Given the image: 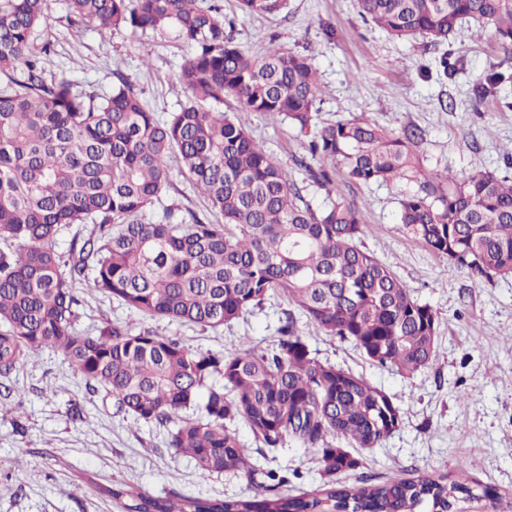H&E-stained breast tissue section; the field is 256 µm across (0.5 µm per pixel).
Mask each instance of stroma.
<instances>
[{
    "instance_id": "35a3bbf8",
    "label": "stroma",
    "mask_w": 512,
    "mask_h": 512,
    "mask_svg": "<svg viewBox=\"0 0 512 512\" xmlns=\"http://www.w3.org/2000/svg\"><path fill=\"white\" fill-rule=\"evenodd\" d=\"M222 4L234 22V40L246 53L258 55L274 45L311 56L323 87L320 121L364 117L396 133L415 126L423 132L419 151L425 168H479L512 178V159L497 150L512 143V87L493 95L479 92L490 70L512 67V50L491 36L454 45L458 71L448 78L438 67L444 46L417 48L391 37L363 20L357 0H288L284 12L259 18L240 17L236 0ZM46 12L52 43L46 70H67L100 94L124 75L160 118L186 103L180 72L192 50L174 33L120 28L103 38L72 20L66 0H47ZM223 109L236 113L267 152L289 167L314 207L339 197L357 205L367 221L364 248L439 316V359L411 377L373 364L351 343L299 320L300 334L321 362L363 376L403 412L400 429L364 453L346 481L408 477L417 469L439 476L462 465L469 478L496 486L501 495L469 503L467 512H512V276L488 278L459 269L416 246L400 222L399 202L417 183L363 184L339 172L329 187H321L295 166L304 150L288 123L241 110L229 97ZM167 206L178 219L191 212L206 222L213 218L175 166L160 203L146 210V221L158 220ZM75 288L77 330L119 320L193 350H229L243 339L259 350L273 348L290 309L287 298L273 292L260 308L212 330L146 318L85 280ZM5 384L17 407L0 417V512H122L105 493L115 483L154 496L236 497L251 491L245 478L207 473L191 458L175 455L166 446L165 427L115 414L52 350L24 360ZM73 404L81 407L82 419L69 417ZM252 461L289 476L293 494L322 481L317 455L296 443L254 452Z\"/></svg>"
}]
</instances>
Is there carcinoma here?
<instances>
[{"label": "carcinoma", "instance_id": "cac0c4a2", "mask_svg": "<svg viewBox=\"0 0 512 512\" xmlns=\"http://www.w3.org/2000/svg\"><path fill=\"white\" fill-rule=\"evenodd\" d=\"M46 0H0V378L51 349L116 412L174 428L168 447L208 473L242 475L246 497H153L119 483L107 489L123 512H462L460 503L502 499L494 487L425 472L411 479L346 484L357 449L397 431L393 397L365 378L319 361L293 313L275 347L245 342L231 352L191 350L153 329L102 322L94 335L74 330L73 285L92 286L151 319L216 329L260 307L271 292L288 298L326 336L366 358L414 376L437 359L439 317L402 280L360 247L366 221L338 198L316 210L292 174L233 113L280 117L304 137L320 185L342 169L357 182L423 178L400 200L413 243L457 268L512 275V180L487 170L425 172L418 128L387 131L363 117L317 123L321 88L308 57L275 46L246 55L216 5L198 0H68L71 14L101 36L120 27L172 29L193 48L181 82L187 102L166 119L146 109L124 77L108 95L80 89L62 71L45 76ZM244 17L273 15L287 0H238ZM362 17L400 40L433 44L479 40L489 30L512 47V0H358ZM511 83L493 70L483 92ZM224 223L173 222L145 211L169 184V159ZM90 224L88 237L57 250L62 231ZM195 418H180L187 408ZM244 422L265 448L291 441L320 456L321 484L291 494L288 477L250 462L230 425ZM331 439L347 442L333 447Z\"/></svg>", "mask_w": 512, "mask_h": 512}]
</instances>
